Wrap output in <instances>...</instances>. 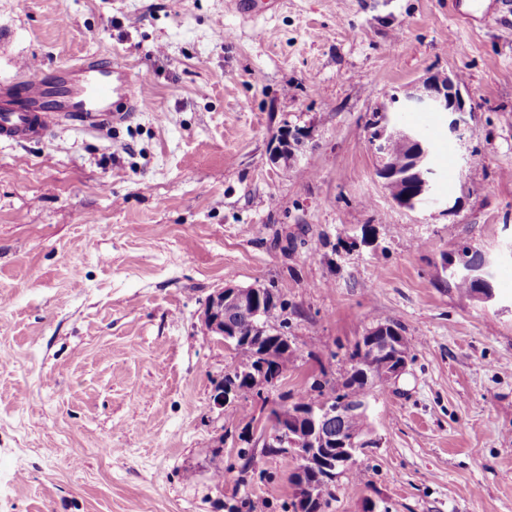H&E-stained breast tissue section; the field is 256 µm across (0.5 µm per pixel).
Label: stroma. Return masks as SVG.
I'll list each match as a JSON object with an SVG mask.
<instances>
[{
    "label": "stroma",
    "mask_w": 512,
    "mask_h": 512,
    "mask_svg": "<svg viewBox=\"0 0 512 512\" xmlns=\"http://www.w3.org/2000/svg\"><path fill=\"white\" fill-rule=\"evenodd\" d=\"M493 0H0V82L96 54L144 111L97 133L0 142V512H292V456L261 431L279 392L345 366L380 322L414 358L368 402L373 443L328 512H512V4ZM458 77L436 203L397 206L368 124ZM308 138L289 163L284 128ZM469 244L495 297L442 284ZM277 288L295 349L278 390L217 408L237 364L200 313ZM223 472L216 485L215 472ZM305 133L300 129H285L276 138L273 159L283 161L285 164L291 161L296 150L304 143Z\"/></svg>",
    "instance_id": "obj_1"
}]
</instances>
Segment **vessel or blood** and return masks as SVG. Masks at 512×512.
<instances>
[{
  "label": "vessel or blood",
  "instance_id": "1",
  "mask_svg": "<svg viewBox=\"0 0 512 512\" xmlns=\"http://www.w3.org/2000/svg\"><path fill=\"white\" fill-rule=\"evenodd\" d=\"M21 85L0 84V139L17 143L48 136L57 120L104 131L143 110L145 95L126 68L90 55L52 71L22 69Z\"/></svg>",
  "mask_w": 512,
  "mask_h": 512
}]
</instances>
